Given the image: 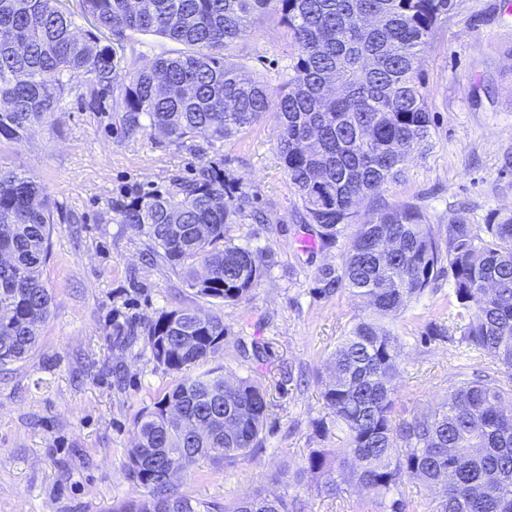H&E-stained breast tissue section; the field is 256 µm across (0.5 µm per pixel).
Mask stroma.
<instances>
[{
  "label": "stroma",
  "instance_id": "35a3bbf8",
  "mask_svg": "<svg viewBox=\"0 0 512 512\" xmlns=\"http://www.w3.org/2000/svg\"><path fill=\"white\" fill-rule=\"evenodd\" d=\"M507 0H453L423 55L430 145L405 164L401 181L378 193L383 205L419 208L434 229L448 220L484 223L512 212V12ZM249 71L277 91L290 49L276 20L237 48ZM280 128L267 113L225 141L224 168L246 184L264 223L234 234L270 250L274 264L245 300L221 304L194 296L161 260H149L145 237L112 221V203L132 190L163 191L173 177H192L203 159L142 130L127 137L114 112L69 96L51 127L10 143L0 159L36 176L55 205L43 278L52 292L49 320L25 360L0 368V512H111L144 496L125 466L139 410L171 385L141 346L117 344L114 322L140 320L178 305L218 314L228 334L216 355L226 373L256 379L271 409L263 447L235 465L200 458L178 481L181 493L224 512L245 495L289 494L311 512H377L357 487L335 497L313 481L283 487L276 478L301 467L310 449L337 445L322 393L328 362L361 310L345 290L325 294L316 279L339 266L344 242L302 249L299 200L277 153ZM447 278H439L392 323L402 344L392 416L411 420L461 381L457 341L435 335L448 323ZM256 341L262 362L244 357L240 341Z\"/></svg>",
  "mask_w": 512,
  "mask_h": 512
}]
</instances>
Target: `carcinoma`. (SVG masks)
I'll list each match as a JSON object with an SVG mask.
<instances>
[{
    "mask_svg": "<svg viewBox=\"0 0 512 512\" xmlns=\"http://www.w3.org/2000/svg\"><path fill=\"white\" fill-rule=\"evenodd\" d=\"M452 0H79L90 22L75 34L61 0H0V143L49 126L75 93L95 100L112 90L111 110L127 136L143 129L179 146L196 138L214 149L276 114L277 150L301 201V223L321 245L351 230L342 262L321 270L322 292L346 290L364 308L337 345L322 397L342 433L336 448H313L303 467L281 474L288 487L306 476H336L321 491L365 490L381 512H409L405 474L428 494L426 512H512V214L484 224L451 219L435 232L411 205L377 207L363 223L356 208L404 175L406 159L425 151L431 115L422 56ZM277 19L295 53L277 95L234 59L238 44ZM182 46L148 67L126 61V32ZM250 196L223 159L200 164L164 192L112 204V220L144 236L150 252L200 298L224 304L249 297L268 271V254L235 242ZM53 203L35 176L0 160V366L37 347L51 315L43 279ZM448 276V328L458 343L488 357L499 379L473 371L442 401L411 421L391 418L401 342L387 323ZM492 287V295L486 287ZM115 338L142 343L155 367L176 378L135 417L127 450L130 478L148 496L113 512H210L160 473L179 458L189 472L211 454L234 464L262 447L270 402L251 374L224 367L185 374L224 349L222 317L198 320L190 307L161 309L139 324H116ZM224 512H306L288 493L244 496Z\"/></svg>",
    "mask_w": 512,
    "mask_h": 512,
    "instance_id": "carcinoma-1",
    "label": "carcinoma"
}]
</instances>
